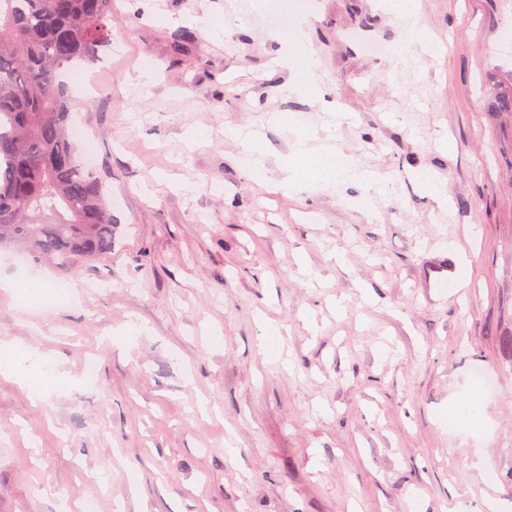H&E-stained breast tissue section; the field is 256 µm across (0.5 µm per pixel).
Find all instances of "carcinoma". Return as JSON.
<instances>
[{
    "label": "carcinoma",
    "instance_id": "cac0c4a2",
    "mask_svg": "<svg viewBox=\"0 0 512 512\" xmlns=\"http://www.w3.org/2000/svg\"><path fill=\"white\" fill-rule=\"evenodd\" d=\"M112 0H0V249L69 266L112 252L104 178L70 137L63 76L94 65ZM512 112V81L493 100Z\"/></svg>",
    "mask_w": 512,
    "mask_h": 512
}]
</instances>
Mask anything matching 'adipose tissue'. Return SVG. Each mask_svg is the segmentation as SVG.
<instances>
[{"label":"adipose tissue","instance_id":"obj_1","mask_svg":"<svg viewBox=\"0 0 512 512\" xmlns=\"http://www.w3.org/2000/svg\"><path fill=\"white\" fill-rule=\"evenodd\" d=\"M296 155L301 156V166L291 168L289 183L297 184L303 178L333 185L355 182L368 189L383 191L384 184L379 173L357 167L352 158L342 152L312 155L306 140H298ZM0 377L14 380L27 387L32 397L42 399L55 391L59 377L46 375L37 352L10 343L0 342ZM482 395L478 388H471L468 394L448 405V425L457 433L468 435L478 431L483 424L481 415Z\"/></svg>","mask_w":512,"mask_h":512}]
</instances>
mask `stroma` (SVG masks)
<instances>
[{
	"label": "stroma",
	"instance_id": "stroma-1",
	"mask_svg": "<svg viewBox=\"0 0 512 512\" xmlns=\"http://www.w3.org/2000/svg\"><path fill=\"white\" fill-rule=\"evenodd\" d=\"M252 2L112 0L98 88L72 91L112 251L66 270L0 252L18 285L0 340L68 380L38 404L0 380V512H512V112L489 104L512 0H419L409 20L304 0L292 38L269 23L282 0ZM411 25L432 51L365 50ZM295 47L310 75L284 66ZM233 128L263 145L262 181ZM302 138L386 194L290 186ZM30 280L74 297L30 308ZM479 372L465 437L448 404Z\"/></svg>",
	"mask_w": 512,
	"mask_h": 512
}]
</instances>
